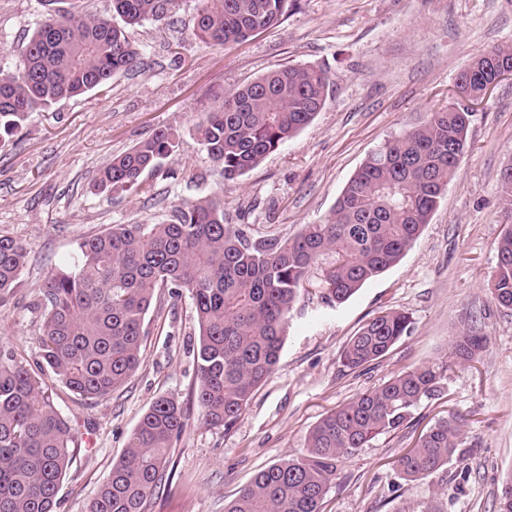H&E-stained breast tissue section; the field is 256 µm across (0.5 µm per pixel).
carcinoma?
<instances>
[{"label": "carcinoma", "instance_id": "1", "mask_svg": "<svg viewBox=\"0 0 512 512\" xmlns=\"http://www.w3.org/2000/svg\"><path fill=\"white\" fill-rule=\"evenodd\" d=\"M42 2L45 13L16 72L0 73V141L33 112L106 89L143 55L126 28L179 6V0H110L111 15L101 17L77 0ZM288 2L196 0L195 38L212 47L244 40L280 23ZM492 77L490 61L479 53L459 80L477 97ZM329 85L320 67L276 70L218 100L194 134L224 179L234 180L308 126L323 109ZM469 117L460 106L430 112L387 140L351 177L326 221L306 225L293 238H253L243 225L226 223L223 202L209 196L173 206L165 222L114 224L82 241L73 262L53 270L41 288L40 345L50 373L81 397L109 395L139 364L156 292H187L199 328L198 421L232 427L278 364L288 321L312 274L320 299L342 304L397 265L419 238L466 152ZM175 147L171 129L156 130L101 168L94 188L144 190L143 174L161 170ZM497 256L491 295L511 310V224L499 238ZM27 260L24 244L0 235L1 305L19 287ZM411 324L397 309L369 319L346 344L343 365L358 369L382 358ZM486 346L487 336L472 320L453 337L451 349L472 361ZM443 380L439 369L419 366L357 395L312 428L304 457L257 473L225 512H321L336 461L407 427L422 401L442 394ZM187 424L175 398H157L84 512H148L168 481V449ZM463 443V425L450 414L396 459V469L405 481L426 479ZM74 452L72 428L45 380L22 362L0 357V512H55Z\"/></svg>", "mask_w": 512, "mask_h": 512}]
</instances>
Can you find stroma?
Listing matches in <instances>:
<instances>
[{
  "label": "stroma",
  "instance_id": "obj_1",
  "mask_svg": "<svg viewBox=\"0 0 512 512\" xmlns=\"http://www.w3.org/2000/svg\"><path fill=\"white\" fill-rule=\"evenodd\" d=\"M194 6L182 0L174 20L129 28L145 51L142 64L115 75L103 92L31 113L0 142V235L29 251L21 286L0 308V351L31 370L44 366L40 288L84 238L115 224L163 222L172 205L214 193L228 223L248 225L256 237H294L327 219L373 150L455 102L457 79L477 53L512 46V0H291L279 26L223 47L195 41ZM42 14L41 0H0V69H14ZM300 64L327 70L324 108L256 168L225 180L194 125L221 96ZM467 107L466 153L419 238L345 303L301 299L277 366L232 428L197 420L198 327L186 293L152 304L141 363L120 390L84 399L51 381L77 448L56 512H84L160 396L179 400L190 421L170 450L172 483L156 492L149 512H224L259 471L303 457L327 413L425 364L446 371L440 398L422 402L409 428L340 460L321 512H497L512 477V310L494 304L488 283L497 242L512 224L500 183L512 164V77ZM163 127L178 132V147L160 173L145 174L146 191L94 190L101 167ZM387 309L410 315L408 335L371 365L344 367L349 339ZM470 317L488 345L463 363L452 357L451 341ZM451 413L465 430L458 454L426 479H400L397 457Z\"/></svg>",
  "mask_w": 512,
  "mask_h": 512
}]
</instances>
